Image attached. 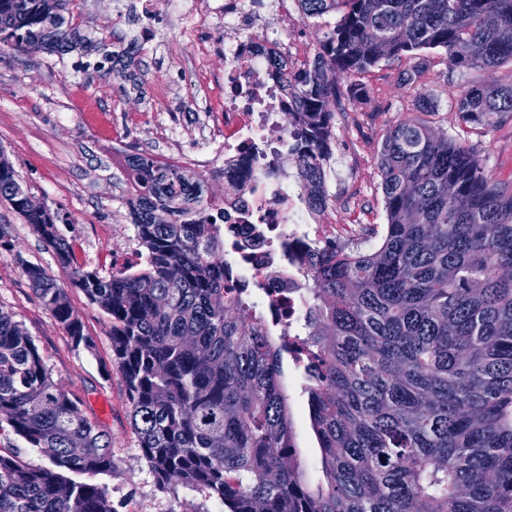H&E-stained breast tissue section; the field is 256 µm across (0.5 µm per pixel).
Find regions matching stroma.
<instances>
[{"instance_id":"obj_1","label":"stroma","mask_w":512,"mask_h":512,"mask_svg":"<svg viewBox=\"0 0 512 512\" xmlns=\"http://www.w3.org/2000/svg\"><path fill=\"white\" fill-rule=\"evenodd\" d=\"M192 0H158L152 25H145L136 0H70L67 14L81 30L117 50L111 77L94 65L99 55L43 53L0 48V148L29 192L51 210L70 217L61 225L80 262L103 272L139 263L142 249L130 220L127 159H160L205 153L206 166L188 165L204 176L205 190L224 198V20L202 16L195 38L185 41L181 15ZM419 78L437 101L433 111L414 105L415 93L400 80L409 60L383 61L367 73L364 96L346 92L334 120V158L359 159L337 187L341 203L355 204L359 223L383 224L387 217L378 158L389 127L403 117L473 145L492 179L512 185V120L488 134L460 127L455 94L478 73L452 70L440 52ZM0 224L10 227L14 251H0V307L8 309L37 345L53 378L83 396L88 411L112 433L115 469L106 483L114 512H217L204 492L175 484L160 487L144 459L130 423L123 376L112 361L109 321L84 294L70 288L71 303L85 324L92 347H72L62 328L33 292L21 265L43 267L61 285L69 273L14 213L0 206ZM298 460L319 480V452L309 427L305 380L285 361Z\"/></svg>"}]
</instances>
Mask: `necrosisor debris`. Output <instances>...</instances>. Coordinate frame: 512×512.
<instances>
[{"label":"necrosis or debris","instance_id":"4bbe7bcc","mask_svg":"<svg viewBox=\"0 0 512 512\" xmlns=\"http://www.w3.org/2000/svg\"><path fill=\"white\" fill-rule=\"evenodd\" d=\"M249 0H226L224 25V260L234 267L231 293L253 282L276 298L269 315L283 342H296L294 329L306 319L307 273L300 257L312 246L371 243L380 225L340 224L312 207L302 183L281 167L288 140V96L272 80L271 61L292 72L295 53L280 36L244 27Z\"/></svg>","mask_w":512,"mask_h":512}]
</instances>
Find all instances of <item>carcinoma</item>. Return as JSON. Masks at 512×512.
<instances>
[{
  "label": "carcinoma",
  "instance_id": "carcinoma-1",
  "mask_svg": "<svg viewBox=\"0 0 512 512\" xmlns=\"http://www.w3.org/2000/svg\"><path fill=\"white\" fill-rule=\"evenodd\" d=\"M68 0H0V43L38 40L58 58L97 49L66 19ZM341 11L289 83L288 157L319 196L343 85L383 60L444 51L485 77L456 99L458 121L488 133L512 118V0H298ZM401 72L421 112L433 106ZM127 200L140 267L112 273L78 261L67 215L30 211L0 149V203L19 215L110 322L131 425L158 482L194 487L225 512H512V187L494 182L472 146L412 119L395 122L378 166L387 224L378 250L322 246L307 258L313 305L301 341L308 416L322 479L297 461L284 355L267 317L224 296L220 202L202 177L149 154L128 159ZM166 215L163 223L157 215ZM33 292L76 347L91 346L68 289L23 265ZM50 448L31 467L0 452V512H113L112 434L52 377L34 341L0 307V432ZM81 445L74 453L72 445Z\"/></svg>",
  "mask_w": 512,
  "mask_h": 512
}]
</instances>
